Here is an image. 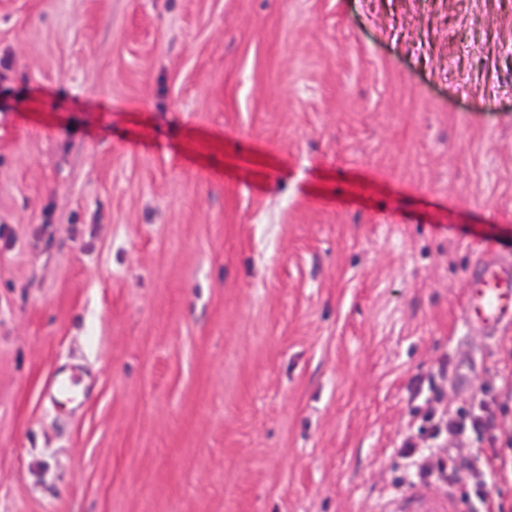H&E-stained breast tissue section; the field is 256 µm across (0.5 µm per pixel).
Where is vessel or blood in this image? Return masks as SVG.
Instances as JSON below:
<instances>
[{
  "label": "vessel or blood",
  "mask_w": 512,
  "mask_h": 512,
  "mask_svg": "<svg viewBox=\"0 0 512 512\" xmlns=\"http://www.w3.org/2000/svg\"><path fill=\"white\" fill-rule=\"evenodd\" d=\"M467 331L493 336L505 323H512V259L480 262L469 277V292L463 309ZM80 392L78 378L70 372H57L46 385L48 400L66 391Z\"/></svg>",
  "instance_id": "obj_1"
}]
</instances>
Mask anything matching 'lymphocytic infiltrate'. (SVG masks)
Here are the masks:
<instances>
[{
    "label": "lymphocytic infiltrate",
    "mask_w": 512,
    "mask_h": 512,
    "mask_svg": "<svg viewBox=\"0 0 512 512\" xmlns=\"http://www.w3.org/2000/svg\"><path fill=\"white\" fill-rule=\"evenodd\" d=\"M496 417L485 393L475 394L469 405L448 413L445 423L424 415L411 423L403 443L404 475L400 485L438 484L458 493L467 512H504L495 492L497 466L493 457H464L463 441L492 438Z\"/></svg>",
    "instance_id": "1"
}]
</instances>
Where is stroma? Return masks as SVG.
<instances>
[{"mask_svg":"<svg viewBox=\"0 0 512 512\" xmlns=\"http://www.w3.org/2000/svg\"><path fill=\"white\" fill-rule=\"evenodd\" d=\"M511 249L512 0H0V512H384L483 389L512 512ZM463 326L491 337L504 323H512V259L480 262L469 277ZM72 390L76 397L72 401L76 405L82 404L83 390L80 387L78 378L71 372H56L52 375L46 385V397L50 402H55L60 394Z\"/></svg>","mask_w":512,"mask_h":512,"instance_id":"stroma-1","label":"stroma"}]
</instances>
